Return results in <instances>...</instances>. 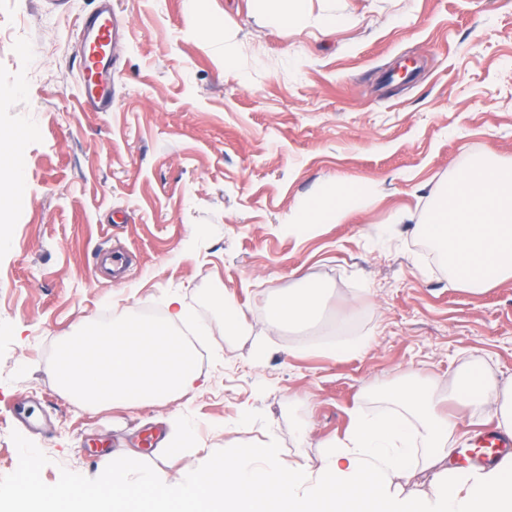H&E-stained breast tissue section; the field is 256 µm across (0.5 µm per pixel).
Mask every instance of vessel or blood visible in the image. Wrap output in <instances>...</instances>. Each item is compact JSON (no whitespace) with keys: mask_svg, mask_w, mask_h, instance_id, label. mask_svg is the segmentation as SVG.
Segmentation results:
<instances>
[{"mask_svg":"<svg viewBox=\"0 0 512 512\" xmlns=\"http://www.w3.org/2000/svg\"><path fill=\"white\" fill-rule=\"evenodd\" d=\"M112 13L102 10L87 16L83 22V42L88 53L82 54L79 67L84 86L83 106L91 112H108L112 109V66L116 59L113 47ZM512 453V441L498 431H483L478 446L466 450L462 464L497 463Z\"/></svg>","mask_w":512,"mask_h":512,"instance_id":"obj_1","label":"vessel or blood"}]
</instances>
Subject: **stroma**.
<instances>
[{"label":"stroma","mask_w":512,"mask_h":512,"mask_svg":"<svg viewBox=\"0 0 512 512\" xmlns=\"http://www.w3.org/2000/svg\"><path fill=\"white\" fill-rule=\"evenodd\" d=\"M99 0H0V134L29 124L27 202L0 217V487L26 449L37 483H93L112 464L174 479L214 456L274 439L316 473L355 404L429 381L459 412L460 447L489 427L460 407L458 378L482 366L512 384V279L449 286L419 273L418 224L461 155L512 159V0H306L283 26L253 0H112L119 56L108 112L78 97L81 22ZM340 18L320 26L327 10ZM232 48L239 68L224 69ZM413 59L410 80L389 74ZM339 180L359 208L299 238L294 210ZM126 256L110 269L113 251ZM327 311L373 337L334 358L316 332L268 328V303L300 280ZM198 311L213 353L205 391L134 408L79 406L49 365L55 344L168 294ZM243 333L225 335V305ZM311 402L300 435L289 399ZM200 424L171 453L141 442L151 423Z\"/></svg>","instance_id":"obj_1"}]
</instances>
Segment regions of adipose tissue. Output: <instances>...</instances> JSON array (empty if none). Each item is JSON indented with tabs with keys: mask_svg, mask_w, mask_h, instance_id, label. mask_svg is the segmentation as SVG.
Returning <instances> with one entry per match:
<instances>
[{
	"mask_svg": "<svg viewBox=\"0 0 512 512\" xmlns=\"http://www.w3.org/2000/svg\"><path fill=\"white\" fill-rule=\"evenodd\" d=\"M357 198L356 188L334 183L298 207L290 226L302 236L316 225L338 223ZM419 231L427 241L415 263L419 272L435 268L450 284L472 289L511 278L512 160L464 158L436 192ZM324 295L321 285L310 282L279 295L265 309L268 326L322 323L323 352L367 353L372 338L356 335L347 317L327 316ZM456 393L463 405L493 407L498 428L512 436V388H498L473 367ZM393 395V409L355 406L345 440L331 445L313 475L284 461L269 441L215 460L207 473L183 472L172 482L149 471L129 477L125 461L116 459L95 484L18 481L0 494V503L9 512H512V462L476 476L442 470L458 444V414L440 413L441 395L416 380ZM432 467L437 473L430 491L394 496V480Z\"/></svg>",
	"mask_w": 512,
	"mask_h": 512,
	"instance_id": "ef3b65f1",
	"label": "adipose tissue"
}]
</instances>
